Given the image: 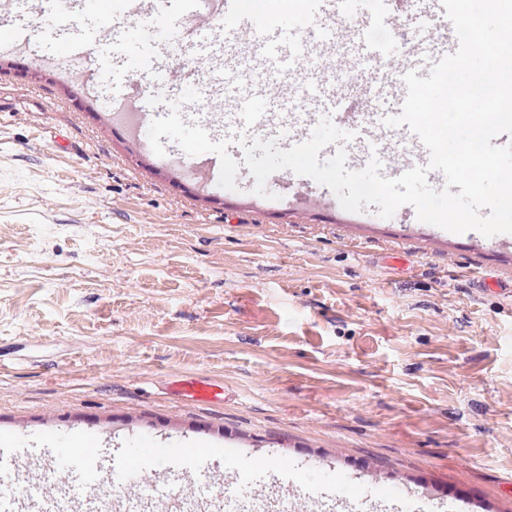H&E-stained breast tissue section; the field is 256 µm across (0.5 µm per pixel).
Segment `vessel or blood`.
Returning <instances> with one entry per match:
<instances>
[{
	"label": "vessel or blood",
	"instance_id": "b4317fda",
	"mask_svg": "<svg viewBox=\"0 0 512 512\" xmlns=\"http://www.w3.org/2000/svg\"><path fill=\"white\" fill-rule=\"evenodd\" d=\"M125 7L135 16L171 21L173 39L152 38L150 61L175 46L185 57L225 64L223 112L187 122L180 110L182 98L171 91L165 113L152 111L141 98L134 102L131 120L109 121L114 135L145 148L162 119L182 130L186 139L205 143L210 163L186 181L196 196L210 199L220 190L228 204L242 200L272 215L304 221L318 216L329 224L381 231L398 246H445L460 239L470 256H512L511 233L487 237L468 231L458 236L420 221L409 205L385 218L374 209L347 211L334 195L298 190L276 200L242 195L238 184L245 148L239 142L231 150L223 148L227 129L239 128L248 141H271L287 150L306 141L327 117L353 135L341 147L347 169L362 170L374 156L381 162V176L388 178L426 165L429 152L418 137L408 127L386 126L384 119L401 112L406 72L428 77L433 63L458 48L440 0H300L297 23L286 30L263 19L247 0H126ZM378 26L392 32L390 43L372 40L370 33ZM111 45L112 34L102 26L85 33L75 50L98 52ZM327 65L336 80L332 93L322 80ZM175 387L198 404L212 403V384L206 378L179 379ZM83 432L89 441L85 448L56 438L42 455L0 458V470L8 473L0 479V512H474L468 498L421 480L392 495L381 494V480L363 463L352 473L360 487L350 494L321 483L307 489L295 473L280 493L272 494L263 484L241 482L238 471L199 469V449L182 446L156 444L119 467L102 470L94 463L91 446L110 436L112 427L91 423ZM191 434L210 438L212 447L226 450L233 460L250 455L248 443L232 434H215L210 421H197ZM175 464L189 475L174 490L170 478ZM33 470H68L77 479L30 486L26 476ZM148 483L161 487L162 495L144 494Z\"/></svg>",
	"mask_w": 512,
	"mask_h": 512
}]
</instances>
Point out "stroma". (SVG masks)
Here are the masks:
<instances>
[{
    "label": "stroma",
    "instance_id": "1",
    "mask_svg": "<svg viewBox=\"0 0 512 512\" xmlns=\"http://www.w3.org/2000/svg\"><path fill=\"white\" fill-rule=\"evenodd\" d=\"M50 0H5L0 39L58 54L98 24L127 42L146 21ZM82 80L115 99L128 58L88 53ZM388 246L333 224L226 216L48 81L0 79V429L48 420L83 447L85 419L201 417L258 447L277 487V439L298 468L368 461L393 483L425 468L487 512H512V297L477 293L490 265ZM205 376L224 402L169 389Z\"/></svg>",
    "mask_w": 512,
    "mask_h": 512
}]
</instances>
